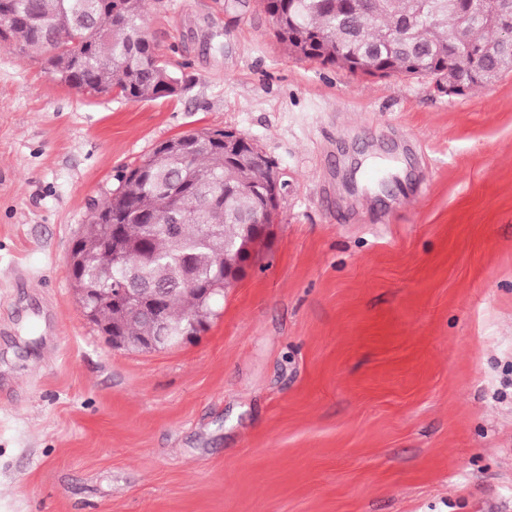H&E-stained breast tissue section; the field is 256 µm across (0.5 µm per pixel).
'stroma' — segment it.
Instances as JSON below:
<instances>
[{
  "label": "stroma",
  "mask_w": 512,
  "mask_h": 512,
  "mask_svg": "<svg viewBox=\"0 0 512 512\" xmlns=\"http://www.w3.org/2000/svg\"><path fill=\"white\" fill-rule=\"evenodd\" d=\"M179 96L0 46V512H512V71L463 95L286 53L258 0H147ZM288 187L197 338L112 348L69 269L160 143Z\"/></svg>",
  "instance_id": "35a3bbf8"
}]
</instances>
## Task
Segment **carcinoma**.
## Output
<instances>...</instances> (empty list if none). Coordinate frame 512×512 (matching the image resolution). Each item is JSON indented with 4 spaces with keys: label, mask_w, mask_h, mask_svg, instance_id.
Listing matches in <instances>:
<instances>
[{
    "label": "carcinoma",
    "mask_w": 512,
    "mask_h": 512,
    "mask_svg": "<svg viewBox=\"0 0 512 512\" xmlns=\"http://www.w3.org/2000/svg\"><path fill=\"white\" fill-rule=\"evenodd\" d=\"M266 12L278 16V37L288 53L322 64L341 63L352 73L373 75L380 68L409 71L405 57L387 47L388 39L409 17L418 23L410 39L418 50L419 77L441 80L448 75V40L493 44L498 21L492 17L494 0H481L491 19L465 25L456 14L433 7L434 0H261ZM145 0H0V11L21 20L0 35V44L41 58L58 78L73 79L82 91L127 100L163 97L166 75L183 77L157 57L145 38ZM254 146L216 143L194 151L189 160L171 148L158 146L142 163L121 177L118 188L98 206L109 211L112 223L134 253L147 245L151 259L138 263V279L169 289L168 311L174 325L169 344L181 341L187 318L198 311L208 318L224 296L225 280L208 284L203 295L188 289L178 278L188 265L201 277L235 260L240 245L257 238L244 227L247 218L265 208L258 193L269 179V169L249 161ZM185 181L183 192L207 200L205 207L177 212V199L165 190L175 179ZM174 215L178 222L168 233L147 237L146 221ZM220 226L215 235L207 225ZM93 245L86 278L102 285L113 274L112 240L93 224L78 243ZM98 330L107 335L122 331L130 344L152 334L147 314L110 306L99 307Z\"/></svg>",
    "instance_id": "cac0c4a2"
}]
</instances>
